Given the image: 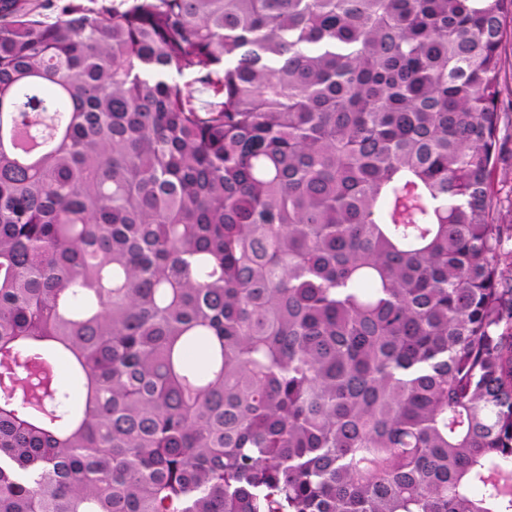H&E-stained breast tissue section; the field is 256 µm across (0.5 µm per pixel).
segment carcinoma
Masks as SVG:
<instances>
[{
  "instance_id": "obj_1",
  "label": "carcinoma",
  "mask_w": 512,
  "mask_h": 512,
  "mask_svg": "<svg viewBox=\"0 0 512 512\" xmlns=\"http://www.w3.org/2000/svg\"><path fill=\"white\" fill-rule=\"evenodd\" d=\"M54 10L0 0V512H512V0ZM507 38L502 45V56L505 60V67L501 73L502 95L501 106L507 107L512 100V23L510 17L507 18ZM501 155L497 164L495 192L501 201L498 224L512 225V129L500 134Z\"/></svg>"
}]
</instances>
